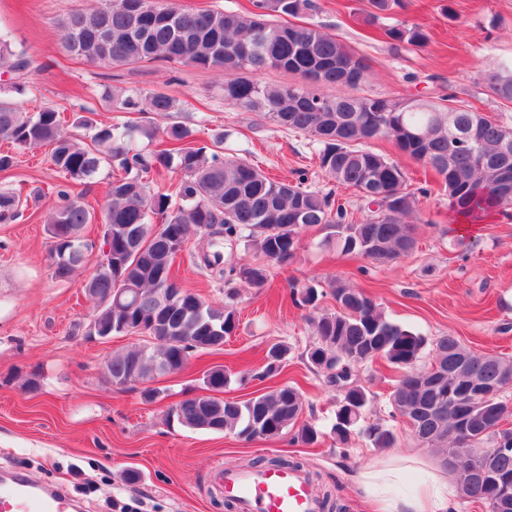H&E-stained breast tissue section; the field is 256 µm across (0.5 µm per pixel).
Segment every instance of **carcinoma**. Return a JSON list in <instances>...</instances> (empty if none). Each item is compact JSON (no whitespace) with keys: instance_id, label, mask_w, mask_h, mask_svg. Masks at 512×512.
Masks as SVG:
<instances>
[{"instance_id":"carcinoma-1","label":"carcinoma","mask_w":512,"mask_h":512,"mask_svg":"<svg viewBox=\"0 0 512 512\" xmlns=\"http://www.w3.org/2000/svg\"><path fill=\"white\" fill-rule=\"evenodd\" d=\"M244 11L182 8L174 0H103L86 11L69 14L61 24L68 55L98 65H130L162 60L224 74V104L262 112L276 127L312 142L319 168L333 188L280 182L241 158H223L217 134L208 142L195 138L183 124L157 135L152 121L103 124L93 111L76 114L66 128L59 111L41 104L28 111L0 99V140L20 149L46 145L50 161L67 183L58 186L59 204L46 220L54 275L67 278L93 255L96 243L112 245V263L96 259L91 278L92 322L108 336L138 335L142 344L115 352L106 363L112 386L123 389L150 383L183 370L198 351H220L238 328L236 309L207 301L178 282L173 272L178 243L199 235L208 241L204 268L229 286L236 281L257 289L267 286L269 267H286L296 258L301 235L310 228L327 230L345 254L385 263L413 249L415 238L407 218L416 194L400 162L372 148L388 139L410 160L437 175L449 206L467 219L488 211L512 208V194L500 190L501 168L512 167V120L486 115L457 93L428 91L408 98L364 93L370 65L336 35L315 22L292 24L285 18L313 16L319 0H249ZM401 0H365L369 23L391 19ZM112 35L107 57L97 59L99 33ZM394 47L422 48L429 36L417 25L395 21L385 28ZM40 69L35 56L0 33V71L15 76L14 89L31 88L27 77ZM284 70L298 84H271L262 75ZM485 88L501 103L512 104V69L495 66L484 76ZM329 85L344 88L330 95ZM188 102L164 92L120 94L121 112H183ZM146 138L148 152L132 146L135 135ZM181 175L176 194L154 179L163 171ZM107 181L102 217L73 191L98 178ZM360 194L364 215L353 218L336 204L335 189ZM22 212L21 195L0 192V222ZM100 224L99 239L86 238L88 224ZM253 247L263 264L225 261L224 250L239 243ZM336 300L333 312L319 311L323 292L313 284L291 286V300L312 311L317 344L306 352L309 367L323 384L341 393L330 434L340 445L352 437L372 448H391L396 428L367 423L364 415L375 395L360 380V368L382 358L401 370L389 396L391 418L402 419L420 444L447 458L466 448L496 447L495 424L512 421V399L503 396L512 380V358L480 354L453 336H441L432 362L419 364L428 339L391 321L373 298L339 278L327 282ZM291 348L272 344L256 379L280 373ZM230 373L216 366L204 373L213 394L175 403L170 415L185 427L209 432L234 431L244 440L280 439L313 445L321 432L299 422L302 392L291 385L268 387L246 400L220 396ZM454 405L465 417L469 439L459 434ZM493 469L508 479V488L492 478H474L449 469L462 496L492 510L503 491L512 499V447L502 450Z\"/></svg>"}]
</instances>
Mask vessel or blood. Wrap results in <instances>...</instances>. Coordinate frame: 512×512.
<instances>
[{"label":"vessel or blood","instance_id":"b4317fda","mask_svg":"<svg viewBox=\"0 0 512 512\" xmlns=\"http://www.w3.org/2000/svg\"><path fill=\"white\" fill-rule=\"evenodd\" d=\"M217 486L239 512H320L305 474L294 469L260 471L216 469ZM0 512H78L71 495L24 475L0 474Z\"/></svg>","mask_w":512,"mask_h":512}]
</instances>
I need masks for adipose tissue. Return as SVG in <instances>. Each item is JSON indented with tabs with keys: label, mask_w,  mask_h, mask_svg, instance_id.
Returning a JSON list of instances; mask_svg holds the SVG:
<instances>
[{
	"label": "adipose tissue",
	"mask_w": 512,
	"mask_h": 512,
	"mask_svg": "<svg viewBox=\"0 0 512 512\" xmlns=\"http://www.w3.org/2000/svg\"><path fill=\"white\" fill-rule=\"evenodd\" d=\"M403 470V462L398 461L370 467L359 474V484L374 512H448V480L445 473L437 469L426 472L422 485L412 495L386 496L382 485L398 479Z\"/></svg>",
	"instance_id": "1"
}]
</instances>
